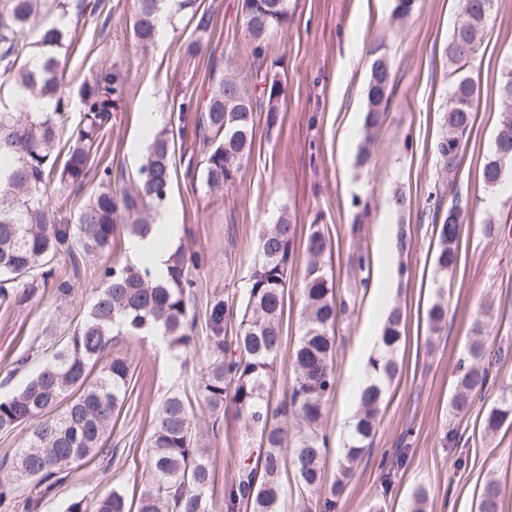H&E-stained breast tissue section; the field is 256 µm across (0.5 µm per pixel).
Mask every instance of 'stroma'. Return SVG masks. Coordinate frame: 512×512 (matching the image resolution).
Wrapping results in <instances>:
<instances>
[{
	"label": "stroma",
	"instance_id": "stroma-1",
	"mask_svg": "<svg viewBox=\"0 0 512 512\" xmlns=\"http://www.w3.org/2000/svg\"><path fill=\"white\" fill-rule=\"evenodd\" d=\"M211 12L213 27L202 52L185 59L182 44L193 37L187 17L175 18L162 44L141 50L130 35L134 0H101L96 14L77 23L78 41L66 59V84L76 89L90 71L118 63L132 79L112 117L94 166L111 165L112 187H130L148 139L144 105H151L173 131V184L169 204L179 224L177 241L206 255L195 271L190 300L195 314L193 343L159 349L147 337H115L111 348L126 355L132 379L126 402L112 423L108 458L75 464L67 482L45 496L28 485L15 486L0 512H25L38 498L37 512H66L76 499L92 500L112 487L142 490L147 480L152 422L169 391L188 399L202 443L210 450L215 512L225 483L237 474L247 437L242 421L226 410L213 424L198 392L205 361V311L210 302L242 304L258 259L264 225L288 214L305 235L320 225L332 253L329 270L339 293L354 310L336 329L334 396L323 421L328 439L326 483L338 478L356 407L348 390L355 350L369 326V308L378 278L377 232L389 225L401 237L396 263L408 268L394 286L389 305L400 306L406 321L397 353L399 375L388 387L373 443L338 500L337 512H409L418 489H426V512H476L487 478L502 487V510L512 512V425L487 434L484 416L496 390H488L465 414L450 399L454 378L476 322H483L491 349L512 351V165L496 187H486L482 168L493 143L500 112V74L512 65V0H493L483 33V57L471 75L478 92L474 124L461 154L452 187L437 180L435 145L443 130L448 100V42L462 0H416L405 22L392 17L394 0H288L290 22L267 40L262 72L279 81L282 94L275 117L255 115L254 146L235 184L210 192L186 174L188 158L202 160L205 148L194 115L179 111L184 95L200 91L213 73L233 60L241 73L253 66L242 0H198ZM392 70L390 103L368 166L357 162L363 138L366 88L376 59ZM405 198L394 205L395 194ZM465 212L458 262L442 285H435L436 226L452 203ZM131 240L116 232L111 252L99 257L60 254L55 274L36 283L23 300L0 302V395L19 391L50 358L46 334L63 337L84 320L91 285L113 258L130 260ZM366 256V268L357 265ZM304 257L295 251L285 290L283 350L272 399H280L293 375L286 358L303 333ZM70 295H61L62 286ZM448 301V323L426 348L427 310L437 295ZM182 364L173 378L172 364Z\"/></svg>",
	"mask_w": 512,
	"mask_h": 512
}]
</instances>
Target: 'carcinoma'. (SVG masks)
Listing matches in <instances>:
<instances>
[{
	"label": "carcinoma",
	"instance_id": "obj_1",
	"mask_svg": "<svg viewBox=\"0 0 512 512\" xmlns=\"http://www.w3.org/2000/svg\"><path fill=\"white\" fill-rule=\"evenodd\" d=\"M168 0H135L132 37L146 50L155 41L158 14ZM288 0H243L249 10L245 27L251 54L261 61L267 36L288 24ZM493 0H463L461 17L448 42L450 92L445 131L437 143L438 176L452 184L460 164L462 142L472 127L476 85L469 75L480 57L482 31ZM174 13L189 16L196 38L185 45L195 57L201 39L213 26V16L199 10L197 0H173ZM71 0H0V299L16 297L19 289L46 279L51 262L62 251L102 252L114 241L117 219L128 236L145 238L154 230L152 214L165 204L172 183L173 139L163 125L157 128L136 172L132 189L112 191V166L96 171L98 188L79 208L74 223L62 224L45 196L83 186L91 158L106 130L112 109L124 97L130 72L117 64L92 71L78 88L79 123H67L70 98L63 91L61 57L77 42L68 16ZM391 72L377 59L367 87L364 146L357 160L369 162L370 146L381 129L389 104ZM282 93L280 84L258 70L243 76L225 62V72L199 94L184 98L181 111L196 113V125L206 145L200 181L209 191L236 182L252 151L254 113L274 115ZM502 110L491 154L482 169L489 187L500 182V171L512 163V69L501 73ZM46 100L48 112H31L27 100ZM464 212L448 207L437 225L435 281L441 282L458 260ZM296 225L280 214L259 238V259L249 276L244 312L236 316L227 301L206 310V361L198 390L217 425L226 404L258 438V450L243 449L238 474L224 485L225 512H280L284 477L293 474L297 487L323 491L321 460L327 449L321 431L326 405L336 392L335 328L347 306L338 300L333 276L326 268L329 243L312 224L303 242L305 266L302 293L304 333L292 350L294 378L283 399L273 402L270 390L283 347L282 318L289 263L295 250ZM205 263L199 252L182 246L168 259L166 278L152 274L143 263L115 262L104 267L92 287L93 303L83 322L64 340L54 342L52 358L17 393L0 397V432L30 425L26 444L17 449L10 473L0 480V501L23 481L49 491L61 484L74 463L105 452L112 420L123 407L132 378L131 364L107 354L116 336L140 337L161 330L170 347H187L192 270ZM432 331L448 318L443 293L427 312ZM405 316L391 310L380 336V353L370 358L378 382L359 397V413L347 448L343 479L320 499L321 512H334L345 481L375 435L385 392L399 372L396 353L402 341ZM509 350H485L480 338L467 345V361L455 376L451 406L467 412L491 380L493 362ZM191 404L176 391L158 405L150 436V471L144 488L133 498L114 488L87 503L80 499L67 512H214L210 488L209 449L199 445L192 428ZM512 423V383L501 386L485 416V428L495 431ZM502 489L489 479L478 498L477 512H501Z\"/></svg>",
	"mask_w": 512,
	"mask_h": 512
}]
</instances>
